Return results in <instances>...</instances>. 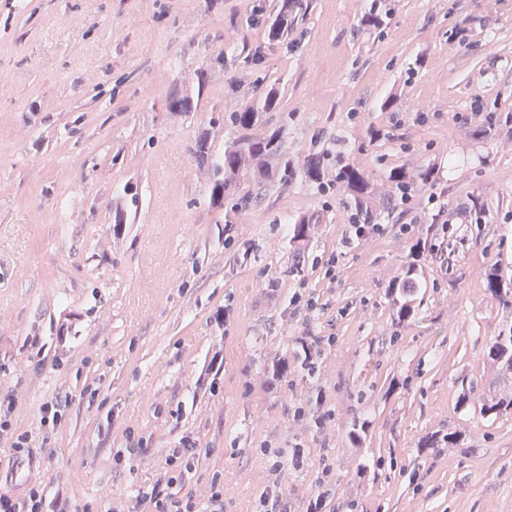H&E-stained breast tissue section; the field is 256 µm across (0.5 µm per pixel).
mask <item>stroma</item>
I'll list each match as a JSON object with an SVG mask.
<instances>
[{
	"label": "stroma",
	"mask_w": 512,
	"mask_h": 512,
	"mask_svg": "<svg viewBox=\"0 0 512 512\" xmlns=\"http://www.w3.org/2000/svg\"><path fill=\"white\" fill-rule=\"evenodd\" d=\"M274 4L0 0V400L33 456L1 439L0 487L150 512L136 492L186 437L178 490L204 505L223 483L224 512L268 496L279 512H512V414L457 404L472 383L512 391L483 359L512 326L484 280L512 276V129H489L512 113V0H390L377 28L371 0H308L277 44L246 20ZM273 83L261 129L289 113L290 158L327 149L377 179L434 164L436 182L349 246L338 186L211 203L198 136L221 154L230 112ZM176 92L192 112H169ZM437 213L447 241L415 256ZM304 214L319 222L297 245ZM414 259L420 305L400 324L388 286Z\"/></svg>",
	"instance_id": "obj_1"
}]
</instances>
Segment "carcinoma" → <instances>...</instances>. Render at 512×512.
I'll list each match as a JSON object with an SVG mask.
<instances>
[{
  "mask_svg": "<svg viewBox=\"0 0 512 512\" xmlns=\"http://www.w3.org/2000/svg\"><path fill=\"white\" fill-rule=\"evenodd\" d=\"M300 0H279L276 9L270 13L268 39L272 42L287 39L289 32L298 23ZM279 88L272 85L256 100L232 113V136L224 142V153L211 155L208 139L203 137L196 144V160L199 167L208 173L210 201L214 204L224 200V195L243 183L265 185L278 183L281 186L293 184L297 177L324 188L328 173V161L335 160L334 180L347 193L353 210L350 221L353 224H372L377 212L394 206L406 190L431 185L436 181L437 171L433 166L414 172L394 168L385 176V182H377L373 176L359 168L341 154L331 155L318 151L307 155L302 166H296L283 150L284 135L288 130V116L269 134H258L261 116L274 112L279 104ZM316 220L300 216L294 221L292 241H306L310 237L312 224ZM486 289L491 298L509 304L512 297V278L506 279L495 266L485 272ZM420 287V274L415 264H409L401 277L391 286L393 306L398 321H404L415 313L414 294ZM487 359L496 365L502 377L512 376V337L504 339L497 335L488 346ZM481 416L496 420L506 413H512V394L494 396L481 400Z\"/></svg>",
  "mask_w": 512,
  "mask_h": 512,
  "instance_id": "obj_1",
  "label": "carcinoma"
}]
</instances>
